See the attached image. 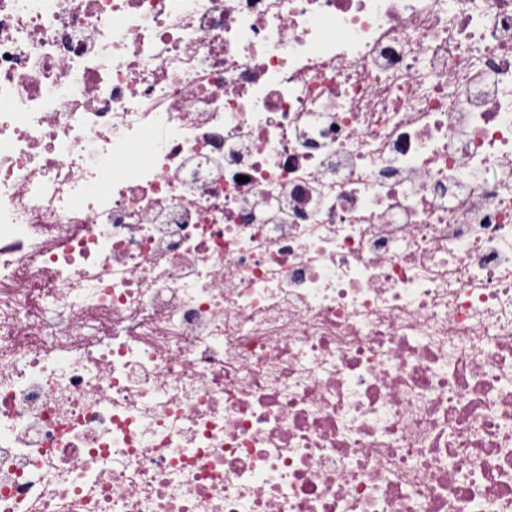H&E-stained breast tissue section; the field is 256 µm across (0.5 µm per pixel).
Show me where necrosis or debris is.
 Masks as SVG:
<instances>
[{
    "label": "necrosis or debris",
    "instance_id": "obj_1",
    "mask_svg": "<svg viewBox=\"0 0 512 512\" xmlns=\"http://www.w3.org/2000/svg\"><path fill=\"white\" fill-rule=\"evenodd\" d=\"M0 512H512V0H0Z\"/></svg>",
    "mask_w": 512,
    "mask_h": 512
}]
</instances>
